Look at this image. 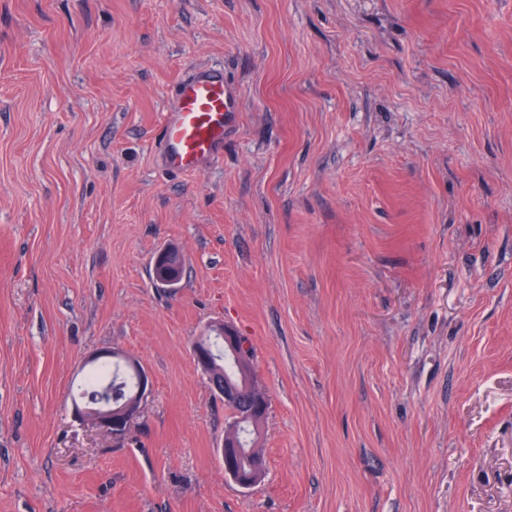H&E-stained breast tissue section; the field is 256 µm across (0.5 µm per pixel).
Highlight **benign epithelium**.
Instances as JSON below:
<instances>
[{"label":"benign epithelium","instance_id":"7a95c632","mask_svg":"<svg viewBox=\"0 0 512 512\" xmlns=\"http://www.w3.org/2000/svg\"><path fill=\"white\" fill-rule=\"evenodd\" d=\"M182 266V253L179 248L168 246L161 250L155 258L156 279L158 282L172 288L180 281ZM211 336L224 339L225 349L240 366V381L237 382L232 379L218 381V378L222 377V370L217 368L208 351L201 344L202 340ZM241 345L242 342L236 331L218 322L209 325L206 331L197 337L193 347V356L201 371L213 380L212 389L216 395L224 399L226 403H243L238 418L226 427L224 443L220 452L224 458V475L232 479L241 488L248 489L262 479L266 464L263 463L256 449L242 447L240 431L245 425H249L255 430L262 427L266 419L265 405L268 401V395L255 382L247 380L248 374L252 371L251 361L248 355L240 353ZM102 359H122L136 371L140 377L137 394L132 400L123 403L121 407L116 409L110 406L102 408L87 403L81 406L77 404L73 406V415L80 423L103 426L116 437L126 430L128 423L140 412L141 403L148 394L150 382L140 363L119 351L112 350L95 354L86 360V364L94 366ZM242 455L247 456L250 462L249 472L246 474L235 465V459Z\"/></svg>","mask_w":512,"mask_h":512}]
</instances>
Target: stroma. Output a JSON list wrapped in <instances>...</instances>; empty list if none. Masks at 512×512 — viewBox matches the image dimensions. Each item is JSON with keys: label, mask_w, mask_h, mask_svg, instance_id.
Segmentation results:
<instances>
[{"label": "stroma", "mask_w": 512, "mask_h": 512, "mask_svg": "<svg viewBox=\"0 0 512 512\" xmlns=\"http://www.w3.org/2000/svg\"><path fill=\"white\" fill-rule=\"evenodd\" d=\"M202 66L238 123L171 172ZM214 321L269 398L249 489ZM110 350L119 439L71 415ZM0 512H512V0H0ZM238 95L224 71L201 67L177 85L173 109L164 115L161 163L178 172L202 171L224 147L235 125ZM154 264L158 282L168 288H174L179 283L183 266L182 253L179 248L168 246L161 250L157 254ZM155 282L160 285L156 280ZM211 336L224 338V342L215 338L210 341L214 357L223 368L224 377L229 378L224 379V383L222 370L217 368L208 351L201 344L202 340ZM241 345L242 342L236 331L231 327L224 326V323L218 322L209 325L206 331L197 337L193 347V356L201 371L213 380L212 389L216 395L224 399V403L238 404L245 401L238 418L226 427L224 443L220 452L224 458V475L241 488L248 489L262 479L266 463H263L256 449L252 448L253 444H256L253 431L251 430L247 436L248 447H250L248 449L242 448L240 444V431L245 425L251 426L254 430L262 427L266 419L265 405L268 395L254 381L250 382L246 379L252 371V366L249 356L240 353ZM224 347L240 366L239 382L232 380L238 374L233 360L225 358ZM218 378H220L219 383L217 382ZM242 455L247 456L250 462L249 472L246 474L235 465V459ZM102 359H111L112 363L94 366ZM113 359L124 360L140 377V386L135 397L116 409H112V406L120 404L135 393L138 387V376L124 363ZM86 364L93 367L79 385L78 397L85 400L96 397L111 383L113 399L117 396L123 398L119 402L113 400L112 405L107 408L85 402H82L81 406L76 403L73 406V415L82 424L103 426L112 433V436H120V433L126 430L128 423L140 412L141 403L149 391V377L137 360L115 350L95 354L86 360ZM115 371H120L122 380L116 375L118 373L114 374Z\"/></svg>", "instance_id": "1"}]
</instances>
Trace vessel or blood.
I'll use <instances>...</instances> for the list:
<instances>
[{
	"label": "vessel or blood",
	"mask_w": 512,
	"mask_h": 512,
	"mask_svg": "<svg viewBox=\"0 0 512 512\" xmlns=\"http://www.w3.org/2000/svg\"><path fill=\"white\" fill-rule=\"evenodd\" d=\"M237 100L223 70L202 67L182 79L174 107L164 116L162 165L202 171L224 147V136L236 122Z\"/></svg>",
	"instance_id": "1"
}]
</instances>
